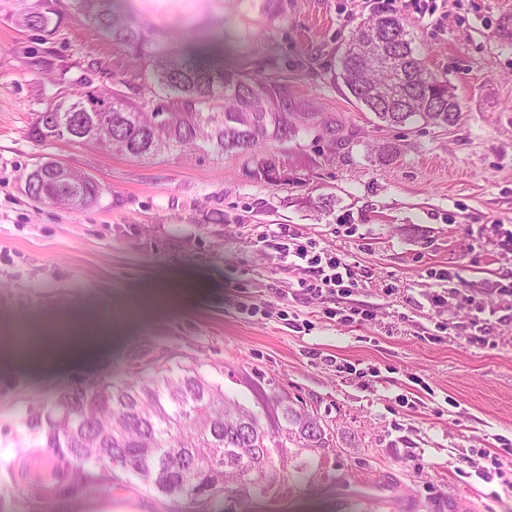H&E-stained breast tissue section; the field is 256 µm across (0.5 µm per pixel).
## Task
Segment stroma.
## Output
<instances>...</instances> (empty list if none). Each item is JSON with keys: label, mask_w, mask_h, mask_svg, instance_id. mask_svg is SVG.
<instances>
[{"label": "stroma", "mask_w": 512, "mask_h": 512, "mask_svg": "<svg viewBox=\"0 0 512 512\" xmlns=\"http://www.w3.org/2000/svg\"><path fill=\"white\" fill-rule=\"evenodd\" d=\"M40 42L0 22V512H197L189 500L113 481L35 497L19 464L39 409L79 382L149 378L189 365L276 431L289 405L324 443H284L272 494L216 498L207 512H512V0H277L284 18L228 27L230 64L279 83L299 134L269 142L288 185L243 155L139 161L65 140L35 141L54 92L44 74H92L150 94L129 51L61 0ZM393 10L421 64L447 83L455 124H380L339 76L352 31ZM248 28L252 40L238 30ZM391 144L392 161L373 148ZM105 189L99 206L38 203L45 158ZM285 231L345 256L359 286L314 295L264 234ZM457 274L461 302L430 307L431 271ZM490 309L472 339L473 303ZM366 309L344 322L328 309ZM80 345H72L73 337Z\"/></svg>", "instance_id": "35a3bbf8"}]
</instances>
